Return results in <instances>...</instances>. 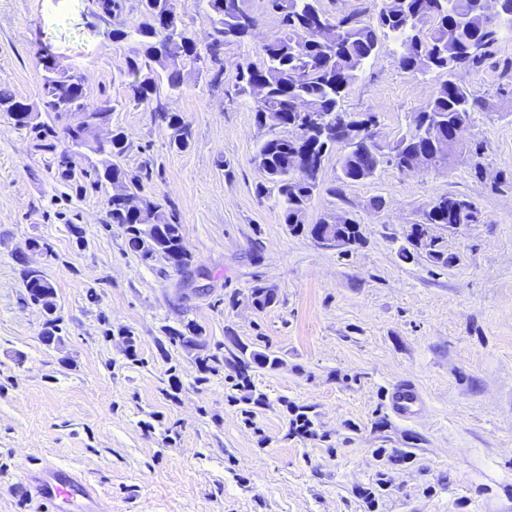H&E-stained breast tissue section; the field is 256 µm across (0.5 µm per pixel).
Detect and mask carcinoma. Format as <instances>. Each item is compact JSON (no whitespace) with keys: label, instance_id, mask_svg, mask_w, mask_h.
Listing matches in <instances>:
<instances>
[{"label":"carcinoma","instance_id":"obj_1","mask_svg":"<svg viewBox=\"0 0 512 512\" xmlns=\"http://www.w3.org/2000/svg\"><path fill=\"white\" fill-rule=\"evenodd\" d=\"M213 15L214 34L205 51L187 36L182 19L174 7V0H138V10L146 21L138 25L112 30V40L131 41L138 45L136 55L143 63L131 59L128 64L130 99L145 103L166 82L172 92L182 91L185 77L181 65L189 60L209 58L217 70L210 82L221 81L220 67L224 47L254 36L256 18L242 8L240 0H204ZM279 14V29L266 36L261 43V60L241 67L235 84L236 93L248 97L255 104L257 124L264 126L270 113H282L286 120L298 112L302 104L307 112L341 118L342 94L353 84L363 67L381 48V38H392L402 44L414 39L416 46L402 52L400 66L408 71L433 70L440 81L426 105L416 113L418 118L439 119L443 122L440 134L459 126L469 125L480 107L476 91L466 84L457 86L456 95L448 96V80L461 66H474L481 62L486 50L497 43L505 31L512 32V0H504V12L496 17L484 14L476 0H412L415 12L406 8L407 0H384L376 23L366 24L355 14L334 19L319 7V0H269ZM480 52H466L468 45ZM43 108L59 118L75 110L105 121L112 116L114 106L108 101L90 107L85 101L83 85L76 75L57 68L53 59L44 65ZM9 113L20 128L43 141L51 129L44 123L31 122L25 113L30 105L0 91V111ZM155 118L165 122L173 135L170 147L184 150L189 146L190 131L177 113L158 107ZM348 141V150L339 158L341 183L360 182L372 178L383 163H391L402 172L410 171L414 156L431 154L436 165L448 164L453 142L441 147L429 139L418 137L407 130L387 152L373 141ZM127 135L112 131L107 147H86L93 154L103 156L100 167L94 169L91 185L103 183L112 188L109 197L111 223L123 228L130 249L139 251L141 224L155 225L156 233L167 244L164 259L175 269L187 271L192 257L183 244L182 225L174 215L164 211L143 196V176L131 174L114 159L126 151ZM336 139L311 128L302 135L280 136L271 134L262 139L253 156V162L264 174L265 182L258 184L256 192L266 196L276 192L277 204L283 223L294 233L316 237L319 223H308V204L318 188L311 172L322 165L326 153L334 147ZM471 202L460 197H444L431 205L425 213L428 224H455L460 212H466V222L478 221V213L470 210ZM419 231L412 227L407 235L409 246L400 248V256L413 260L420 254ZM31 301L50 310L55 306V289L44 276L32 279L23 275ZM206 371L215 370L219 363L238 368L241 378H247L249 363L243 359L228 360L224 355L209 353L199 358Z\"/></svg>","mask_w":512,"mask_h":512}]
</instances>
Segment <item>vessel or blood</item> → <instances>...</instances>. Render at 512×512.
Returning a JSON list of instances; mask_svg holds the SVG:
<instances>
[{
  "mask_svg": "<svg viewBox=\"0 0 512 512\" xmlns=\"http://www.w3.org/2000/svg\"><path fill=\"white\" fill-rule=\"evenodd\" d=\"M391 411L405 418L413 414L419 399L415 389L407 383L393 387L388 398ZM23 480L33 488L37 498L53 508L68 505L73 512H101L102 494L78 473L50 466L28 469Z\"/></svg>",
  "mask_w": 512,
  "mask_h": 512,
  "instance_id": "vessel-or-blood-1",
  "label": "vessel or blood"
}]
</instances>
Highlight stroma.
<instances>
[{"mask_svg": "<svg viewBox=\"0 0 512 512\" xmlns=\"http://www.w3.org/2000/svg\"><path fill=\"white\" fill-rule=\"evenodd\" d=\"M136 6L116 0L105 22L92 0H0V89L41 107L46 50L81 75L89 104L111 100L100 138L127 134L120 166L149 171L143 194L176 211L206 289L129 248L109 221L110 186L85 176L97 156L61 180L76 115H42L43 147L0 112V512H41L19 480L46 464L81 472L107 512H512V33L455 73L481 101L463 144H482L483 176L465 162L421 173L385 163L342 186L343 146L326 155L308 219H355L362 242L344 249L291 233L274 196L256 193L252 158L268 130L235 83L278 27L268 0H243L257 35L225 48L221 85L200 62L185 67L180 95L160 86L157 103L191 131L183 151L155 103L129 98L136 45L110 31L138 23ZM438 82L401 68L388 39L342 107L375 113L389 143ZM446 196L472 201L477 223L433 226L448 266L404 261L412 225ZM26 269L53 284V312L29 300ZM257 284L276 293L263 311ZM51 319L62 341L49 347ZM190 322L207 346L233 336L277 367L203 373L170 338ZM401 382L424 402L405 421L384 401Z\"/></svg>", "mask_w": 512, "mask_h": 512, "instance_id": "stroma-1", "label": "stroma"}]
</instances>
